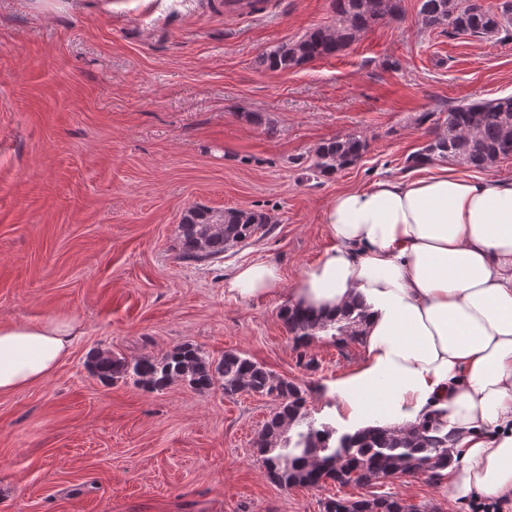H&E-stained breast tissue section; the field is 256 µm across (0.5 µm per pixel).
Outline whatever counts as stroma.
<instances>
[{"label": "stroma", "mask_w": 512, "mask_h": 512, "mask_svg": "<svg viewBox=\"0 0 512 512\" xmlns=\"http://www.w3.org/2000/svg\"><path fill=\"white\" fill-rule=\"evenodd\" d=\"M402 8L337 57L272 72L260 57L334 27L333 0H265L252 17L224 0H0V323L66 318L77 333L50 378L0 394V512H322L373 494L469 512L426 475L281 488L252 448L268 399L178 382L151 393L88 369L98 350H233L309 385L316 423L347 432L324 391L360 344L300 349L280 319L332 245L324 213L344 190L407 174L429 137L421 113L512 95L511 38L424 31L419 0ZM352 133L369 143L361 161L313 176L317 146ZM195 206L262 210L271 232L213 264L179 262ZM257 260L279 268V290L227 292Z\"/></svg>", "instance_id": "obj_1"}]
</instances>
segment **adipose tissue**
<instances>
[{
  "label": "adipose tissue",
  "instance_id": "1",
  "mask_svg": "<svg viewBox=\"0 0 512 512\" xmlns=\"http://www.w3.org/2000/svg\"><path fill=\"white\" fill-rule=\"evenodd\" d=\"M333 247L303 273L292 300L321 319L365 311L360 360L327 387L357 430L430 420L460 448L448 493L512 495V179L444 167L336 195ZM278 268L238 270L228 290L274 293ZM65 319L0 324V394L49 378L68 355Z\"/></svg>",
  "mask_w": 512,
  "mask_h": 512
}]
</instances>
